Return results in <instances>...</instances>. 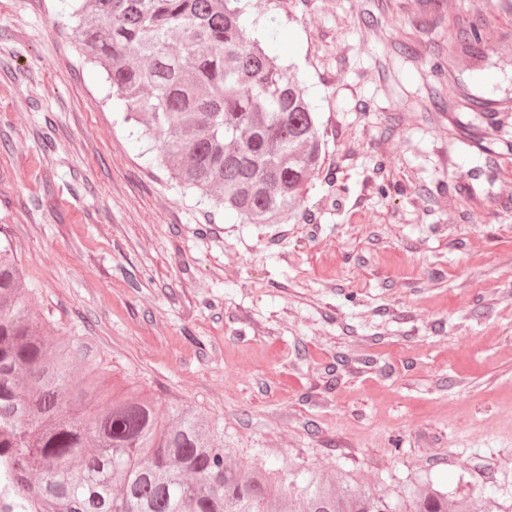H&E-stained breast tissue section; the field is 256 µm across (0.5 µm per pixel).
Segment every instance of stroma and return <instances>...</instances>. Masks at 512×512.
I'll list each match as a JSON object with an SVG mask.
<instances>
[{"label": "stroma", "instance_id": "obj_1", "mask_svg": "<svg viewBox=\"0 0 512 512\" xmlns=\"http://www.w3.org/2000/svg\"><path fill=\"white\" fill-rule=\"evenodd\" d=\"M425 2L252 0L328 145L303 219L240 224L150 164L63 0H0V241L36 313L114 383L223 421L241 466L512 512V11ZM500 503L484 488H476L463 500L464 512H502Z\"/></svg>", "mask_w": 512, "mask_h": 512}]
</instances>
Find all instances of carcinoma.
<instances>
[{
  "label": "carcinoma",
  "mask_w": 512,
  "mask_h": 512,
  "mask_svg": "<svg viewBox=\"0 0 512 512\" xmlns=\"http://www.w3.org/2000/svg\"><path fill=\"white\" fill-rule=\"evenodd\" d=\"M71 36L107 75L112 105L180 186L241 224H286L326 154L304 87L240 17L243 0H66ZM476 67L481 41L460 35ZM0 247V468L9 512H450L430 479L405 501L352 474L248 469L224 426L109 386L93 348L39 317ZM463 512H502L483 488Z\"/></svg>",
  "instance_id": "1"
}]
</instances>
